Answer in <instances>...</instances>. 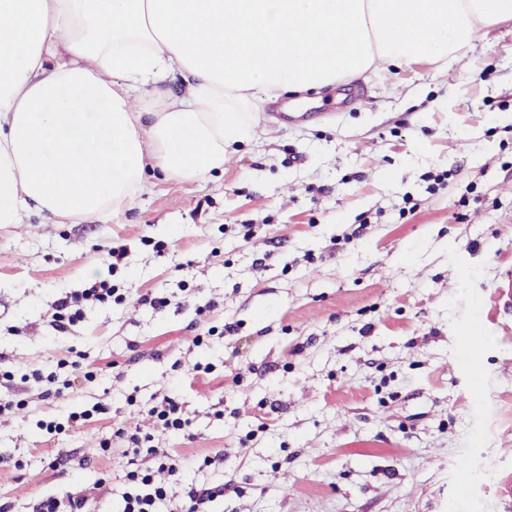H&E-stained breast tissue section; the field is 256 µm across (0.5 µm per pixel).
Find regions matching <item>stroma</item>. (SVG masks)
<instances>
[{"label": "stroma", "mask_w": 512, "mask_h": 512, "mask_svg": "<svg viewBox=\"0 0 512 512\" xmlns=\"http://www.w3.org/2000/svg\"><path fill=\"white\" fill-rule=\"evenodd\" d=\"M250 110L252 140L207 181L149 173L117 216L0 226V394L18 402L0 416V502L31 512L80 491L121 512L116 432L137 426L183 460V484L223 487L211 512H512V22L449 69ZM106 277L123 301L49 327L55 300ZM476 319L486 347L470 362ZM75 353L73 392L23 382ZM166 395L188 431L154 428Z\"/></svg>", "instance_id": "obj_1"}]
</instances>
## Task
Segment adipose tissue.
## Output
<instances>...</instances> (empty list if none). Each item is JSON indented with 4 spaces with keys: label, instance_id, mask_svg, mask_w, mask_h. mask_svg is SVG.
I'll return each instance as SVG.
<instances>
[{
    "label": "adipose tissue",
    "instance_id": "obj_1",
    "mask_svg": "<svg viewBox=\"0 0 512 512\" xmlns=\"http://www.w3.org/2000/svg\"><path fill=\"white\" fill-rule=\"evenodd\" d=\"M507 22L512 0H0V225L121 213L149 170L205 180L251 99L448 68Z\"/></svg>",
    "mask_w": 512,
    "mask_h": 512
}]
</instances>
